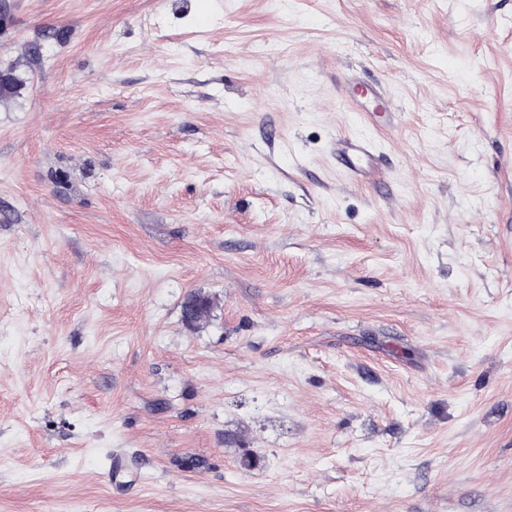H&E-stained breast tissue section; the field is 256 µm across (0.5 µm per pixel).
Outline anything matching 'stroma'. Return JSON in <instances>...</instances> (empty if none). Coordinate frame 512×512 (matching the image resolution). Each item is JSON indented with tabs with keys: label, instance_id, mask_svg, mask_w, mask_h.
I'll list each match as a JSON object with an SVG mask.
<instances>
[{
	"label": "stroma",
	"instance_id": "1",
	"mask_svg": "<svg viewBox=\"0 0 512 512\" xmlns=\"http://www.w3.org/2000/svg\"><path fill=\"white\" fill-rule=\"evenodd\" d=\"M0 71V512H512V0H0ZM382 154L376 141L364 137H343L336 142V164L351 181L362 180L375 170Z\"/></svg>",
	"mask_w": 512,
	"mask_h": 512
}]
</instances>
